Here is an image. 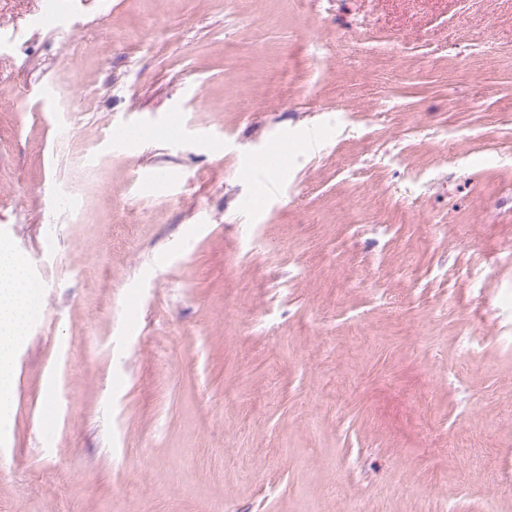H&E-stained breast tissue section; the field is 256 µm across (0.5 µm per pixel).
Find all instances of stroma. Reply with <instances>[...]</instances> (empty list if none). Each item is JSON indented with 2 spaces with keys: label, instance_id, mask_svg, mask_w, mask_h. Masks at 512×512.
Segmentation results:
<instances>
[{
  "label": "stroma",
  "instance_id": "obj_1",
  "mask_svg": "<svg viewBox=\"0 0 512 512\" xmlns=\"http://www.w3.org/2000/svg\"><path fill=\"white\" fill-rule=\"evenodd\" d=\"M44 5L0 0V512H512V0ZM68 0H48V6L38 17L37 24L46 30H59L63 27ZM38 289L7 248H0V404L12 386L11 348L34 310Z\"/></svg>",
  "mask_w": 512,
  "mask_h": 512
}]
</instances>
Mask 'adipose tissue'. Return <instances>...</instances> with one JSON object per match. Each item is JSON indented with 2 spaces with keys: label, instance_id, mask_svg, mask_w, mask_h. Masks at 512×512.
<instances>
[{
  "label": "adipose tissue",
  "instance_id": "obj_1",
  "mask_svg": "<svg viewBox=\"0 0 512 512\" xmlns=\"http://www.w3.org/2000/svg\"><path fill=\"white\" fill-rule=\"evenodd\" d=\"M37 294L20 262L0 248V404L6 402L12 386L11 348L34 310Z\"/></svg>",
  "mask_w": 512,
  "mask_h": 512
}]
</instances>
